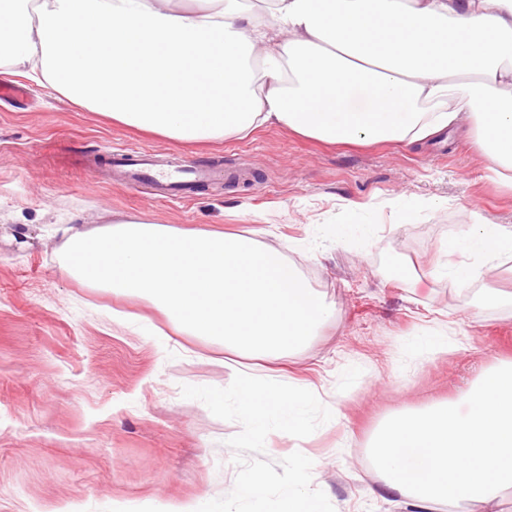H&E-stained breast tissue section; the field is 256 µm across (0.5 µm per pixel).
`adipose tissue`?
Returning <instances> with one entry per match:
<instances>
[{
  "instance_id": "adipose-tissue-1",
  "label": "adipose tissue",
  "mask_w": 512,
  "mask_h": 512,
  "mask_svg": "<svg viewBox=\"0 0 512 512\" xmlns=\"http://www.w3.org/2000/svg\"><path fill=\"white\" fill-rule=\"evenodd\" d=\"M181 142L276 126L328 143H411L468 115L489 178L512 171V0H0V74ZM446 250L461 283L512 253L474 215ZM385 487L497 512L512 486V363L390 419Z\"/></svg>"
}]
</instances>
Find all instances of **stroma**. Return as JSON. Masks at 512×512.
<instances>
[{
    "label": "stroma",
    "instance_id": "obj_1",
    "mask_svg": "<svg viewBox=\"0 0 512 512\" xmlns=\"http://www.w3.org/2000/svg\"><path fill=\"white\" fill-rule=\"evenodd\" d=\"M18 83L28 98L0 101V512H169L234 488L227 441L241 424L181 394L228 386L233 354L59 265L54 225L132 218L248 236L296 265L334 312L306 345L256 370L310 390L332 418L304 438L271 432L263 457L310 458L311 486L335 512H416L384 491L367 455L373 436L512 362V305L479 299L512 291V254L466 285L443 273L445 243L471 211L512 226V189L486 179L468 122L411 145H329L277 128L186 144ZM116 147L152 148L160 168L204 161L250 179L162 200L116 180L104 161ZM80 155L95 166H72ZM441 330V349L411 348Z\"/></svg>",
    "mask_w": 512,
    "mask_h": 512
}]
</instances>
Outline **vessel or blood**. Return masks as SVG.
Returning a JSON list of instances; mask_svg holds the SVG:
<instances>
[{
    "label": "vessel or blood",
    "mask_w": 512,
    "mask_h": 512,
    "mask_svg": "<svg viewBox=\"0 0 512 512\" xmlns=\"http://www.w3.org/2000/svg\"><path fill=\"white\" fill-rule=\"evenodd\" d=\"M113 170L126 184H152L159 197L191 198L196 188L216 177L219 169L210 164L185 163L168 170L155 169L150 154L118 148L110 152Z\"/></svg>",
    "instance_id": "b4317fda"
}]
</instances>
